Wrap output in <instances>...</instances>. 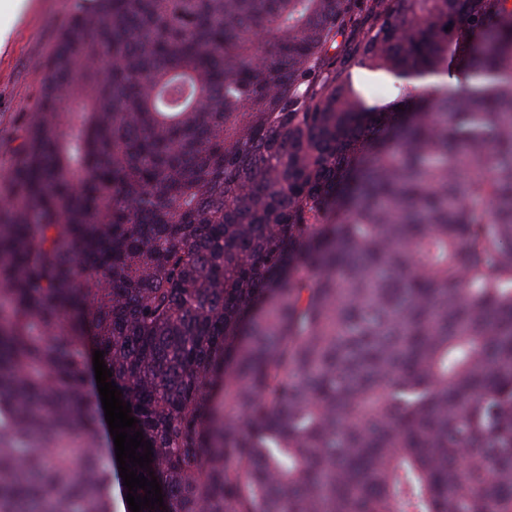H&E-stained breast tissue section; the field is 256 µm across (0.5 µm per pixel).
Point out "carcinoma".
<instances>
[{
	"instance_id": "1",
	"label": "carcinoma",
	"mask_w": 512,
	"mask_h": 512,
	"mask_svg": "<svg viewBox=\"0 0 512 512\" xmlns=\"http://www.w3.org/2000/svg\"><path fill=\"white\" fill-rule=\"evenodd\" d=\"M17 153L0 512L126 501L88 335L142 512H512V0H76ZM351 78L357 90H366L373 96L381 97L386 95L387 90L391 86L392 80L382 75L373 73L358 65L350 68Z\"/></svg>"
}]
</instances>
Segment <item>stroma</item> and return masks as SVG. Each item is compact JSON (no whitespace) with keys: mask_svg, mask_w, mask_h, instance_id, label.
Listing matches in <instances>:
<instances>
[{"mask_svg":"<svg viewBox=\"0 0 512 512\" xmlns=\"http://www.w3.org/2000/svg\"><path fill=\"white\" fill-rule=\"evenodd\" d=\"M73 0H27L20 16L0 14L13 37L0 48V177L15 162L19 134L37 108L43 66L52 55Z\"/></svg>","mask_w":512,"mask_h":512,"instance_id":"35a3bbf8","label":"stroma"}]
</instances>
